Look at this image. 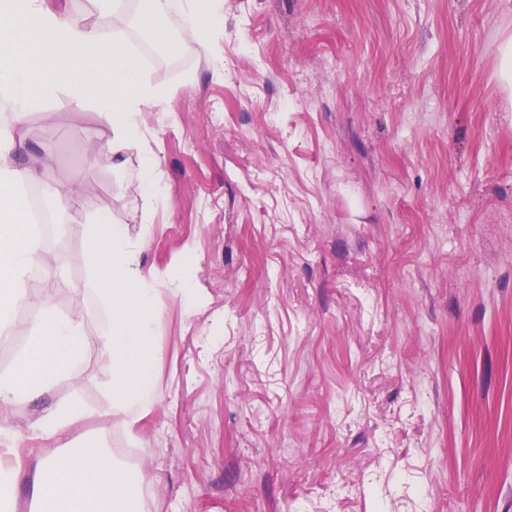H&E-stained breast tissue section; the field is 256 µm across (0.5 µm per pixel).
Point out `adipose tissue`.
Masks as SVG:
<instances>
[{"label":"adipose tissue","mask_w":512,"mask_h":512,"mask_svg":"<svg viewBox=\"0 0 512 512\" xmlns=\"http://www.w3.org/2000/svg\"><path fill=\"white\" fill-rule=\"evenodd\" d=\"M208 2L189 0L177 8L172 0H147L140 23L161 41L171 26L196 40L218 21ZM96 4L99 21L90 26L45 8L44 0H0V100L14 106L0 121V335L14 332L18 311L31 313L27 345L13 370L0 375V408L24 396L39 397L52 379L71 375L85 350L78 318H58L46 301L32 308L24 290L32 269L52 271L58 257L32 233L29 201L21 190L26 175L12 161L16 142L9 125L63 86L76 103L94 104L113 143H125L136 138L139 106L152 94L141 79L138 56L106 34L121 0ZM87 259L112 302L105 338L112 350V410L128 418L155 403L148 335L157 314L154 292L138 278L124 226L107 216L87 228ZM14 447L13 433L0 427V512H10L23 476L9 460ZM34 489V512L140 508L139 483L92 443L41 461Z\"/></svg>","instance_id":"obj_1"}]
</instances>
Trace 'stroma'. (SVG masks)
Wrapping results in <instances>:
<instances>
[{
  "mask_svg": "<svg viewBox=\"0 0 512 512\" xmlns=\"http://www.w3.org/2000/svg\"><path fill=\"white\" fill-rule=\"evenodd\" d=\"M143 6L108 30L154 92L120 166L65 87L12 127L62 237L26 292L85 338L70 376L0 411L15 512L40 459L87 441L145 473L144 512H512V0H213L182 50L142 33ZM100 213L156 294V402L133 422L86 256ZM68 398L87 417L42 439Z\"/></svg>",
  "mask_w": 512,
  "mask_h": 512,
  "instance_id": "1",
  "label": "stroma"
}]
</instances>
